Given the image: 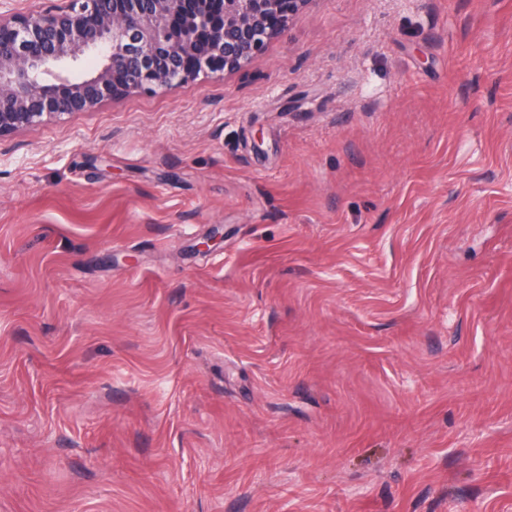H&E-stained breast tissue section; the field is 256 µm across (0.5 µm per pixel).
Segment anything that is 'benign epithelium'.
Segmentation results:
<instances>
[{
	"mask_svg": "<svg viewBox=\"0 0 512 512\" xmlns=\"http://www.w3.org/2000/svg\"><path fill=\"white\" fill-rule=\"evenodd\" d=\"M312 0H58L0 11V140L93 112L131 91L155 93L202 73L233 72L260 54ZM93 54L99 69L74 71Z\"/></svg>",
	"mask_w": 512,
	"mask_h": 512,
	"instance_id": "1",
	"label": "benign epithelium"
}]
</instances>
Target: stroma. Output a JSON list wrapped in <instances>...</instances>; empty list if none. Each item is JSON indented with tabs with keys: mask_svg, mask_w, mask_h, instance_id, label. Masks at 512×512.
Returning a JSON list of instances; mask_svg holds the SVG:
<instances>
[{
	"mask_svg": "<svg viewBox=\"0 0 512 512\" xmlns=\"http://www.w3.org/2000/svg\"><path fill=\"white\" fill-rule=\"evenodd\" d=\"M0 512H512V0L0 140Z\"/></svg>",
	"mask_w": 512,
	"mask_h": 512,
	"instance_id": "obj_1",
	"label": "stroma"
}]
</instances>
